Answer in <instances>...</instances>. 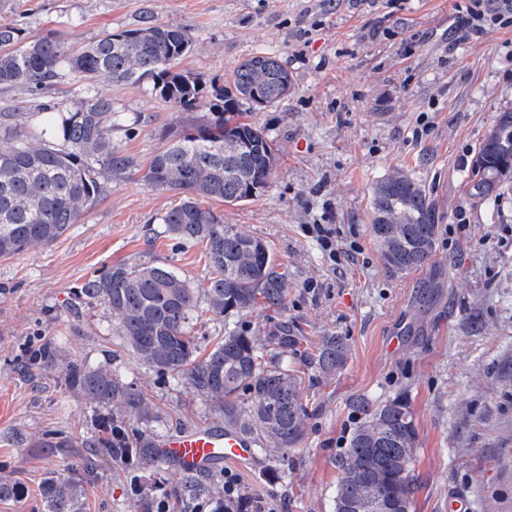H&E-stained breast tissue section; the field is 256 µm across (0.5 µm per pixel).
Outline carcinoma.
<instances>
[{
	"mask_svg": "<svg viewBox=\"0 0 512 512\" xmlns=\"http://www.w3.org/2000/svg\"><path fill=\"white\" fill-rule=\"evenodd\" d=\"M193 49L188 32L145 13L132 28L107 32L74 48L55 36L32 38L21 28L0 25V90L30 97L29 111L0 112V128L13 135L0 152V257L49 244L78 223L114 187L133 176L181 202L158 217L163 233L184 245L204 247L209 275L193 287L168 266L118 264L85 279L80 304L103 306L116 320L115 333L138 363L170 374L209 401L224 425L251 435L260 447L286 452L304 438L302 377L284 362L285 352L266 356L249 331L228 323L224 336L205 355L198 351L194 323L205 311L218 318L239 315L263 301L279 305L286 272L262 240L223 222L202 200L244 204L268 187L275 153L267 131L242 119L240 103L277 104L292 92V76L266 53L243 60L233 71L232 93L223 94L212 117L190 118L162 133V146L143 161L112 145V130L126 117L96 87L99 76L120 85L148 83L181 112H195L204 80L178 64ZM83 83L80 98L61 105L40 100L39 91L60 79ZM471 190L496 200L512 190V109L498 114L480 143ZM371 232L387 270L402 275L432 259L438 241L435 204L407 172L378 180L372 190ZM348 360L345 338H321L309 365L333 378ZM24 372L55 371L90 401L108 411L123 408L149 416L146 400L114 371L64 358L54 339L45 340L21 365ZM364 420L338 454L335 512H413L411 464L417 427L404 395L373 406L353 401ZM87 471L112 463L157 470L165 465L149 437L132 446L128 435L102 416L85 442ZM183 492L202 499L209 512H239L237 505L186 474ZM24 485L0 479V500L20 501ZM42 512H83L86 487L79 478L50 474L43 482Z\"/></svg>",
	"mask_w": 512,
	"mask_h": 512,
	"instance_id": "obj_1",
	"label": "carcinoma"
}]
</instances>
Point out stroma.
I'll list each match as a JSON object with an SVG mask.
<instances>
[{
	"instance_id": "35a3bbf8",
	"label": "stroma",
	"mask_w": 512,
	"mask_h": 512,
	"mask_svg": "<svg viewBox=\"0 0 512 512\" xmlns=\"http://www.w3.org/2000/svg\"><path fill=\"white\" fill-rule=\"evenodd\" d=\"M456 0H0V24L33 37L82 45L137 24L145 12L186 29L194 47L181 68L206 82L201 112L248 56H277L293 78L287 99L247 108L273 140L276 165L260 197L213 203L225 223L267 245L287 270L282 306L258 304L238 317L277 351L292 335L288 364L304 369L308 403L303 441L287 453L257 454L237 470L248 512H334L336 456L362 420L363 396L381 403L407 395L418 431L412 473L414 512H512V192L494 204L468 185L476 150L499 112L512 108V25H488L458 40ZM133 130H116L124 152L148 158L163 129L185 120L145 85L105 76ZM395 169L413 173L432 196L438 224L424 268L390 275L371 235L372 188ZM180 201L142 181L113 188L56 241L0 257V473L24 484L23 501L0 512H40V488L55 473L81 477L85 512H136V485L153 487L166 512H186L185 474L169 464L138 471L84 472L76 448L90 436L97 408L65 377L25 378L17 363L44 337L92 367L116 371L149 402L153 417L113 413L115 424L169 433L221 423L215 409L181 381L138 364L115 335L104 307L73 315L74 291L116 264H166L193 286L209 270L201 246L179 245L157 218ZM467 228H459L457 210ZM336 227L342 250L332 263L303 227ZM345 337L349 358L334 379L304 364L319 339ZM398 350L387 348L390 338Z\"/></svg>"
}]
</instances>
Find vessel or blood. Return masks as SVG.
I'll return each instance as SVG.
<instances>
[{"instance_id":"obj_1","label":"vessel or blood","mask_w":512,"mask_h":512,"mask_svg":"<svg viewBox=\"0 0 512 512\" xmlns=\"http://www.w3.org/2000/svg\"><path fill=\"white\" fill-rule=\"evenodd\" d=\"M163 459L180 470L193 472L226 462L247 469L255 461L252 435L235 428L204 426L153 436Z\"/></svg>"}]
</instances>
